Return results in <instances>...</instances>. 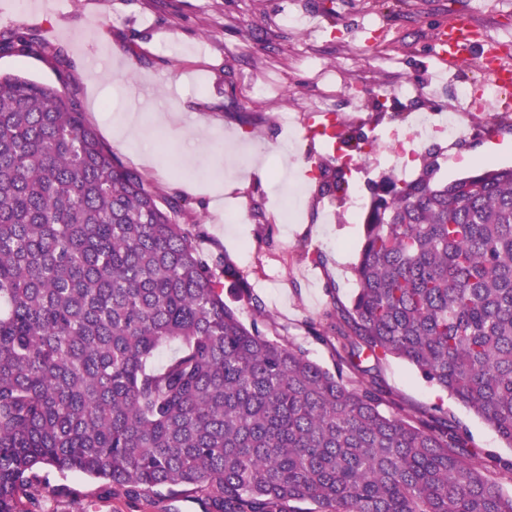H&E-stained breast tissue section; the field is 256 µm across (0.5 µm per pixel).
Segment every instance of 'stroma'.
I'll list each match as a JSON object with an SVG mask.
<instances>
[{"mask_svg":"<svg viewBox=\"0 0 512 512\" xmlns=\"http://www.w3.org/2000/svg\"><path fill=\"white\" fill-rule=\"evenodd\" d=\"M469 19L477 42L464 60L442 71L433 53L438 31ZM34 29L61 49L56 70L38 57L0 55V70L55 85L67 79L80 93L86 119L113 155L157 185L178 193L203 224L200 251L223 252L248 276L275 325L279 342L304 348L324 368L331 347L308 333L310 323L356 293L352 267L362 238L360 214L344 199L317 197L311 172L333 153L311 130L330 118L372 142L354 154L348 196L370 201L385 176H416L434 156L437 177L454 180L492 163L512 166V112L460 108L456 90L494 84L485 59L512 69V0H65L58 8L0 0V32ZM415 87V97L402 86ZM262 97H255V90ZM453 108L462 133L455 142L422 139L407 168L385 149L407 136L410 111ZM167 121L159 122L155 113ZM399 121L379 120V113ZM290 124H283L282 115ZM145 135L154 156L140 161L110 133L118 120ZM210 130L195 139L196 126ZM302 193L299 219L278 221L291 183ZM224 204L212 207L214 190ZM237 213L227 226L224 215ZM374 374L402 410L448 416L470 447L484 453L488 475L512 449L472 410L427 384L406 361L390 357ZM38 512H201L196 493L177 501L105 490L79 473L36 471Z\"/></svg>","mask_w":512,"mask_h":512,"instance_id":"1","label":"stroma"}]
</instances>
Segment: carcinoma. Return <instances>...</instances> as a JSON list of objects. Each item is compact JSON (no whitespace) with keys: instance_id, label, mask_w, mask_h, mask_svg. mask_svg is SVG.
<instances>
[{"instance_id":"1","label":"carcinoma","mask_w":512,"mask_h":512,"mask_svg":"<svg viewBox=\"0 0 512 512\" xmlns=\"http://www.w3.org/2000/svg\"><path fill=\"white\" fill-rule=\"evenodd\" d=\"M0 54L65 63L33 29L0 32ZM329 127L327 144H367ZM312 179L344 190L332 164ZM184 214L113 157L77 91L0 72V512H32L42 465L133 496L200 491L203 512H512L460 426L382 411L363 366L409 362L512 448V167L443 182L427 159L376 185L351 306L310 325L336 340L332 371L269 339Z\"/></svg>"}]
</instances>
